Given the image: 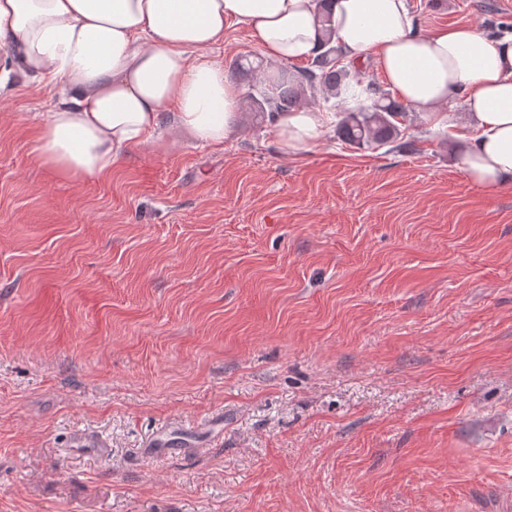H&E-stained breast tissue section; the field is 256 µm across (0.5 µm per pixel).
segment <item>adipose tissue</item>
<instances>
[{
	"label": "adipose tissue",
	"mask_w": 512,
	"mask_h": 512,
	"mask_svg": "<svg viewBox=\"0 0 512 512\" xmlns=\"http://www.w3.org/2000/svg\"><path fill=\"white\" fill-rule=\"evenodd\" d=\"M348 63L371 61L398 100L434 124L460 103L474 137L460 167L512 184V35L467 25L424 31L409 0H330ZM243 25L272 62L320 51L315 0H0L10 69L57 87L39 122L42 163L100 177L128 150L174 137L218 146L238 131L242 90L211 54ZM326 113L299 108L273 129L292 151L317 145Z\"/></svg>",
	"instance_id": "obj_1"
}]
</instances>
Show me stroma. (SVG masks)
I'll return each instance as SVG.
<instances>
[{"label":"stroma","mask_w":512,"mask_h":512,"mask_svg":"<svg viewBox=\"0 0 512 512\" xmlns=\"http://www.w3.org/2000/svg\"><path fill=\"white\" fill-rule=\"evenodd\" d=\"M54 98L0 90V512H512V186L454 166L469 137L294 153L245 112L68 177Z\"/></svg>","instance_id":"35a3bbf8"}]
</instances>
